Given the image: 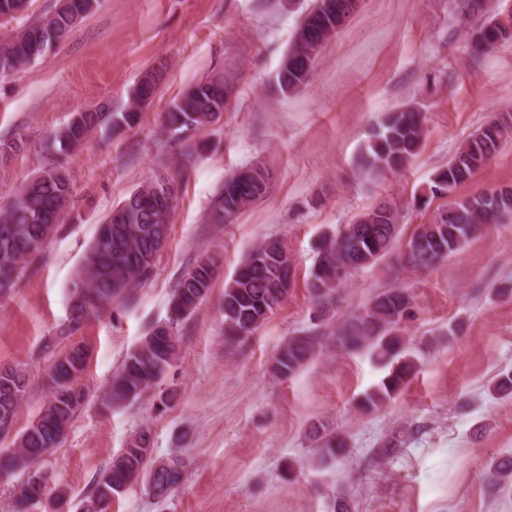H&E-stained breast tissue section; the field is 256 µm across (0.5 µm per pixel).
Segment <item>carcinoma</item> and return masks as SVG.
Masks as SVG:
<instances>
[{
    "mask_svg": "<svg viewBox=\"0 0 512 512\" xmlns=\"http://www.w3.org/2000/svg\"><path fill=\"white\" fill-rule=\"evenodd\" d=\"M31 0H0V28L22 19ZM97 0H56L53 11L27 21L0 39V82L10 80L22 67L45 58L62 45ZM360 0H312L288 48V64H280L277 85L295 93L308 82L323 45L338 35ZM463 20L479 18L471 40L473 55H481L512 38V11L493 10L486 0H457ZM163 69L146 71L131 92L129 106L113 112L101 105L71 114L68 122L46 139L44 150L56 162L42 169L13 195L0 211V298L13 293L30 260L57 232L69 214L73 184L58 162L83 146L96 133L114 134L137 124L140 112L154 99ZM229 89L224 76L215 74L193 85L163 115L170 135L185 139L193 131L216 124L224 115ZM424 136L422 110L414 105L385 113L372 127L360 155V169L367 176L398 172L419 154ZM512 137V113H502L466 138L448 165L429 181L431 196L446 195L473 181ZM198 157L189 144L177 173H158L133 189L106 216L80 262L68 289L71 311L57 331L69 341L53 360L49 394L29 425L18 434L13 447L0 451V481L16 476L27 480L19 487L18 512L44 494L41 459L61 447L75 418L89 402L82 377L90 360L89 348L72 340L87 320L114 306L136 300L137 287L153 274L156 260L166 246L180 181L188 176ZM270 172L260 166L242 169L224 182L213 204L215 223L233 219L242 209L267 194ZM512 215V186L481 190L460 196L437 212L433 221L415 229L404 251L415 268H428L461 251L486 226ZM400 220L389 203L359 214L345 229L324 238L317 248L309 288L316 301V319L333 306L338 288L352 272L380 261L393 248ZM220 270L215 256L201 257L179 280L169 299L170 316L156 323L127 352L105 396L106 405L123 408L153 393L157 408H168L176 393L161 388L169 368L178 359L183 338L177 327L191 317L207 297ZM292 263L276 240H267L248 253L224 285V335L230 345L246 342L288 298ZM414 296L405 287L385 288L364 308L348 316L332 331L336 345L353 352L366 351L385 371L380 384L360 399V410L370 412L394 399L416 374L417 361L409 352L403 322L410 317ZM321 325L303 336L286 340L273 358V370L286 377L305 367L323 347ZM29 380L20 367L0 368V435L11 432ZM500 396L512 395V369L502 371L492 386ZM314 462L328 467L349 454L343 438L327 421L313 426ZM189 461L181 456H154L150 431H138L127 446L112 455L109 465L95 478L77 512H107L112 499L141 484L162 501L178 487ZM488 481L504 488L512 484V458L492 460Z\"/></svg>",
    "mask_w": 512,
    "mask_h": 512,
    "instance_id": "carcinoma-1",
    "label": "carcinoma"
}]
</instances>
